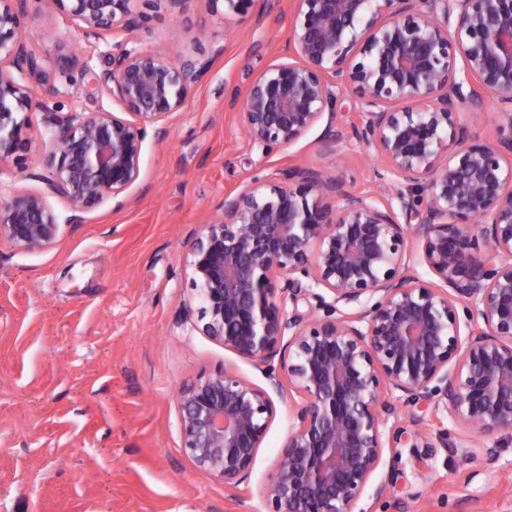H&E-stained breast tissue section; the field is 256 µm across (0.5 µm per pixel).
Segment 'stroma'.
<instances>
[{"instance_id":"stroma-1","label":"stroma","mask_w":512,"mask_h":512,"mask_svg":"<svg viewBox=\"0 0 512 512\" xmlns=\"http://www.w3.org/2000/svg\"><path fill=\"white\" fill-rule=\"evenodd\" d=\"M289 22L288 0L240 23L208 0H183L136 30L132 46L208 68L166 134L146 138L124 205L91 208L42 251L0 239V512H265L260 489L294 423L292 405L276 400L250 477L228 488L185 454L177 393L226 368L266 383L252 361L195 327L189 244L224 196L295 166L349 189L374 184L345 121L333 142L318 127L269 153L244 141L226 98L287 61ZM25 38L42 62L24 76L39 100L66 111L119 109L99 80L111 36L85 38L75 21L32 0ZM74 54L90 69L66 84L58 62ZM28 119L27 145L0 164V200L47 190L49 118ZM448 431L454 447L399 449L379 472L392 477L390 493L378 500L365 490L357 512H512V447L490 463L483 440Z\"/></svg>"}]
</instances>
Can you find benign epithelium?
Instances as JSON below:
<instances>
[{
    "mask_svg": "<svg viewBox=\"0 0 512 512\" xmlns=\"http://www.w3.org/2000/svg\"><path fill=\"white\" fill-rule=\"evenodd\" d=\"M258 1L274 2L208 0L226 18ZM29 2L0 0V163L26 145L28 113L53 114L45 181L69 211L61 221L46 196L26 191L0 202V239L34 252L102 202L123 205L148 129L166 133L207 62L123 48L103 73L123 111L60 115L18 77L40 67L24 37ZM44 2L86 38L127 40L182 0ZM289 2L295 60L269 66L243 94L232 89L227 105L270 152L323 120V137H335L353 96L352 134L377 160V185L347 189L290 167L224 196L194 233L199 330L261 365L267 386L228 368L183 386L182 448L236 487L275 417L272 394H296V421L262 488L267 512H353L369 485L389 493L373 479L393 449L451 447L430 418L493 439L490 463L512 446V0ZM489 98L498 125L483 141L471 127ZM412 238L444 286L417 276ZM302 297L323 316L287 312Z\"/></svg>",
    "mask_w": 512,
    "mask_h": 512,
    "instance_id": "obj_1",
    "label": "benign epithelium"
}]
</instances>
